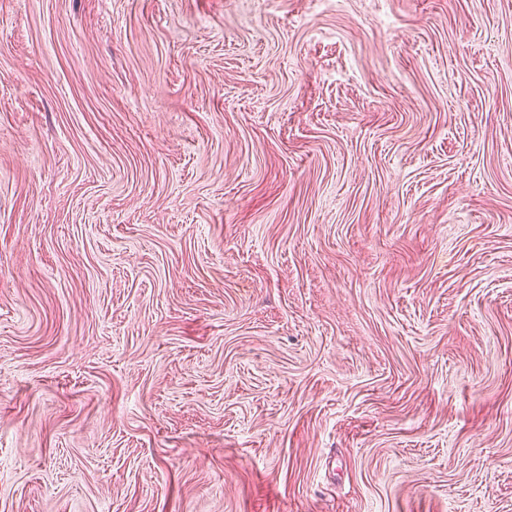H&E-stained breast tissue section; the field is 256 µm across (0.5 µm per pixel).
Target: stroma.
<instances>
[{
    "mask_svg": "<svg viewBox=\"0 0 512 512\" xmlns=\"http://www.w3.org/2000/svg\"><path fill=\"white\" fill-rule=\"evenodd\" d=\"M0 512H512V0H0Z\"/></svg>",
    "mask_w": 512,
    "mask_h": 512,
    "instance_id": "stroma-1",
    "label": "stroma"
}]
</instances>
